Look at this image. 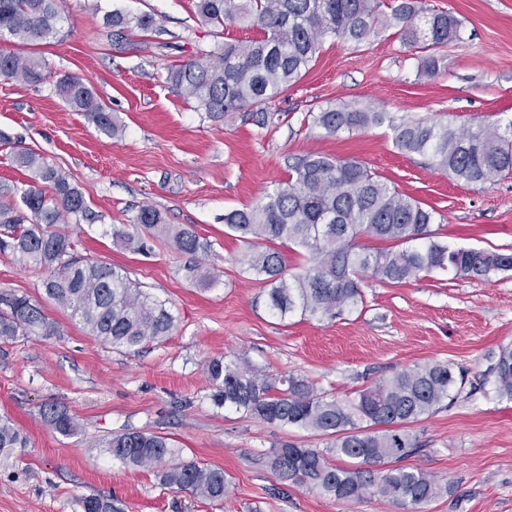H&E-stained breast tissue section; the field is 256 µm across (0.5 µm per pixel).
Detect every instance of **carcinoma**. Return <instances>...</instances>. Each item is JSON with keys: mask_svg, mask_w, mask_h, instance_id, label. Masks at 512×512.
<instances>
[{"mask_svg": "<svg viewBox=\"0 0 512 512\" xmlns=\"http://www.w3.org/2000/svg\"><path fill=\"white\" fill-rule=\"evenodd\" d=\"M61 0H0V35L22 44L47 41L59 34ZM201 21L214 28L242 22L262 36L246 45L226 43L213 60H190L168 69L170 88L196 102V109L215 123L241 112L264 128L277 113L270 100L296 84L309 70L325 37L361 43L395 28L405 43L426 53L425 67L435 71V51L459 37L460 23L446 11L428 9L420 0H196ZM112 37L122 42L134 31L156 27L152 13L129 16L113 10L105 17ZM49 77L47 62L33 52L0 53V78L37 85ZM55 92L74 112H83L97 130L117 138L123 127L99 98L90 81L58 75ZM312 125L326 136L353 133L370 126H388L402 154L428 156L432 164L467 183H491L512 173V121L455 128L427 121H395L371 106L327 107L309 113ZM16 166L31 173L33 185L21 193L22 212L10 202L16 188L0 186V252L23 265L46 272V297L71 311V317L113 349L160 343L173 335L177 319L165 303L144 294L112 264L82 259L75 243L54 226L88 217L78 186L68 175L21 146L14 147ZM436 211L399 192L355 160H337L318 152L295 158L288 181L250 208L224 214V225L239 234L247 250L241 262L261 277L266 306L284 321L291 315L318 320L338 318L364 305L360 276L400 284L421 273L444 272L486 279L512 270V253L475 248L452 249L431 229ZM135 232L122 235L129 248L142 238H160L191 257L186 271L203 287L215 280L200 271L198 254L210 244L190 228L166 223L157 209L145 206L133 219ZM368 236L390 243L364 248ZM265 241L262 247L258 241ZM302 251L305 265L286 273L278 247ZM59 334L41 308L25 296L0 294V340L18 336ZM211 400L250 418L296 427L332 438L330 445L302 448L282 442L271 453V468L283 481L338 501H359L377 494L419 509L443 492L436 479L403 464L418 449L408 425L431 415L443 402L461 393L450 363H426L399 370L373 387L340 399L318 390L305 378L273 377L249 364L212 358L206 365ZM494 393L512 401V346L501 348L491 368ZM43 421L62 436L79 432L68 409L57 403L41 407ZM27 446L9 419H0V464L14 449ZM112 459L131 467L157 469L163 485L195 497L224 501L227 478L222 468L201 467L180 459L172 439L156 433L127 431L105 442ZM346 459L339 465L330 457ZM82 512H122L112 496L80 498Z\"/></svg>", "mask_w": 512, "mask_h": 512, "instance_id": "cac0c4a2", "label": "carcinoma"}]
</instances>
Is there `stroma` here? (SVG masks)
Here are the masks:
<instances>
[{
    "mask_svg": "<svg viewBox=\"0 0 512 512\" xmlns=\"http://www.w3.org/2000/svg\"><path fill=\"white\" fill-rule=\"evenodd\" d=\"M424 2L461 23L459 40L438 51L437 72L390 29L358 45L328 37L304 77L270 103L277 119L264 128L238 113L214 124L168 88L170 65L260 36L242 23L203 26L195 0H66L57 39L40 44L52 74L93 84L124 125L121 137L65 107L52 82L0 79V182L21 190L31 182L11 160L18 145L68 174L94 217L71 230L78 253L123 267L178 320L165 342L112 349L46 298L41 269L0 254V292L39 303L59 328L49 338L0 341V418L28 439L0 468V512H81L78 500L89 494L119 499L124 512H411L377 495L345 502L285 485L271 468L272 449L286 440L322 449L327 438L215 406L204 363L220 356L306 378L340 398L404 368L453 363L464 377L461 394L410 427L419 450L408 465L448 488L424 510L512 512V402L495 395L487 375L500 347L512 344V271L486 280L423 273L397 285L367 277L362 311L282 321L240 262L245 245L224 227L225 211L263 200L287 180L295 157L316 151L362 162L434 209L449 246L512 252V174L467 183L425 157L400 154L388 126L326 136L307 121L329 106L367 105L458 128L512 119V0ZM112 10L155 14L157 28L111 41L104 16ZM144 206L210 242L200 262L212 287L189 280L186 255L164 241L148 240L144 252L121 243ZM47 401L69 410L77 435L42 421ZM132 430L165 435L183 460L223 468V505L113 460L106 439Z\"/></svg>",
    "mask_w": 512,
    "mask_h": 512,
    "instance_id": "obj_1",
    "label": "stroma"
}]
</instances>
